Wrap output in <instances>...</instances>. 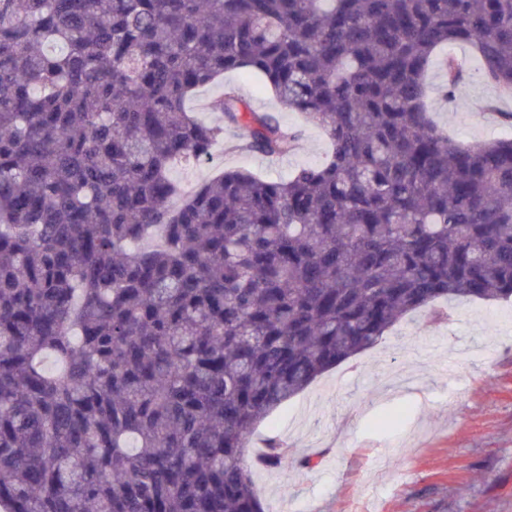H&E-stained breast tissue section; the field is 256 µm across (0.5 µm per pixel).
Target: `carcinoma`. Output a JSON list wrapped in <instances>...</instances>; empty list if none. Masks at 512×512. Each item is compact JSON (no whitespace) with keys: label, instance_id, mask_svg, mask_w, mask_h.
<instances>
[{"label":"carcinoma","instance_id":"obj_1","mask_svg":"<svg viewBox=\"0 0 512 512\" xmlns=\"http://www.w3.org/2000/svg\"><path fill=\"white\" fill-rule=\"evenodd\" d=\"M466 44L512 98V0H0V512H265L252 430L441 300L512 299V138L430 117ZM452 97L464 79L441 58ZM331 144L183 195L175 161ZM228 83L236 85L253 108L276 112L283 124L301 127L302 139L293 153L280 158L228 152L224 151L221 145L215 149L214 155L207 164L196 167L176 163L172 166L170 174L185 192L195 190L224 169L241 167L263 177L287 179L288 175L299 168L319 167L327 160L330 145L323 132L318 127L305 123L298 112L284 109L275 96L268 89H264L262 82L251 73L229 72L214 83L200 88L187 102L188 110L195 112L201 120H214L216 117L213 110L214 103L224 92V84Z\"/></svg>","mask_w":512,"mask_h":512}]
</instances>
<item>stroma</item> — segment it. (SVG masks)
Segmentation results:
<instances>
[{
    "instance_id": "obj_1",
    "label": "stroma",
    "mask_w": 512,
    "mask_h": 512,
    "mask_svg": "<svg viewBox=\"0 0 512 512\" xmlns=\"http://www.w3.org/2000/svg\"><path fill=\"white\" fill-rule=\"evenodd\" d=\"M452 52L466 75L446 99L431 68L433 120L468 140L512 136V99L484 82L469 46ZM228 83L253 108L302 127L303 136L280 158L219 147L207 164H174L170 174L184 191L227 169L284 179L327 160L323 132L284 109L252 74L230 72L200 88L188 110L214 120ZM451 307L445 321L422 313L401 320L377 347L324 373L257 426L252 454L270 437L290 451L279 469L254 472L267 512H512V300ZM302 457L314 458V467L297 468Z\"/></svg>"
}]
</instances>
